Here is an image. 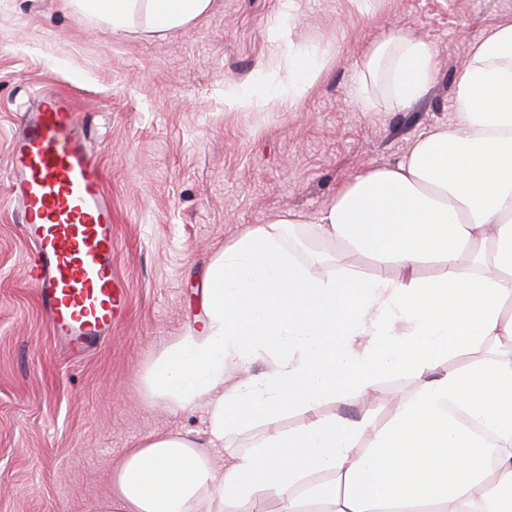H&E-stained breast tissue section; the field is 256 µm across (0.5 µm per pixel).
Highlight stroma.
Here are the masks:
<instances>
[{
    "mask_svg": "<svg viewBox=\"0 0 512 512\" xmlns=\"http://www.w3.org/2000/svg\"><path fill=\"white\" fill-rule=\"evenodd\" d=\"M285 0H212L188 27L116 33L69 0H0V512H93L129 449L160 435L205 438L206 401L172 411L144 377L201 312L211 261L247 229L288 212L305 224L283 244L306 259L309 221L360 171L404 159L410 143L453 119L470 45L512 20V0H301L296 40L324 50L296 105L231 109L224 86L273 71L268 35ZM396 29L431 46L428 93L397 107L383 79L355 88L372 47ZM73 98L112 201L113 269L125 290L110 335L80 357L56 345L28 282L31 246L8 197V158L23 107ZM386 379L368 406L323 415L393 414Z\"/></svg>",
    "mask_w": 512,
    "mask_h": 512,
    "instance_id": "stroma-1",
    "label": "stroma"
}]
</instances>
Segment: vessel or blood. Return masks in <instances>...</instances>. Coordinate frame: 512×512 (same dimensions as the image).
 <instances>
[{
    "instance_id": "vessel-or-blood-1",
    "label": "vessel or blood",
    "mask_w": 512,
    "mask_h": 512,
    "mask_svg": "<svg viewBox=\"0 0 512 512\" xmlns=\"http://www.w3.org/2000/svg\"><path fill=\"white\" fill-rule=\"evenodd\" d=\"M9 197L35 251L28 279L54 336L77 355L112 330L124 299L112 274V205L72 102L40 97L9 158Z\"/></svg>"
}]
</instances>
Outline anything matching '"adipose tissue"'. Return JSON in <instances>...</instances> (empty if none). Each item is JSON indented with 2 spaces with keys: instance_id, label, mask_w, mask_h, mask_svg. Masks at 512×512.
Segmentation results:
<instances>
[{
  "instance_id": "adipose-tissue-1",
  "label": "adipose tissue",
  "mask_w": 512,
  "mask_h": 512,
  "mask_svg": "<svg viewBox=\"0 0 512 512\" xmlns=\"http://www.w3.org/2000/svg\"><path fill=\"white\" fill-rule=\"evenodd\" d=\"M81 14L126 30H178L211 0H71ZM296 0L271 38L286 80L229 83L224 102L251 108L302 99L320 70L316 47L295 43ZM385 69L398 107L424 96L436 63L408 30L379 41L364 73ZM288 213L244 232L211 263L205 317L145 376L148 397L174 410L209 399V439L179 434L130 449L96 512H512V21L471 46L452 123L411 145L405 161L357 174L321 212L315 235L373 261L371 274L322 255L302 261L280 243ZM433 262L435 277L419 276ZM477 359L447 367L450 355ZM269 369L250 376L251 365ZM242 378L224 388V373ZM406 377L412 396L390 422L325 416L328 401L368 397ZM304 422L281 432L284 411ZM268 432L215 468L211 451L243 425Z\"/></svg>"
}]
</instances>
